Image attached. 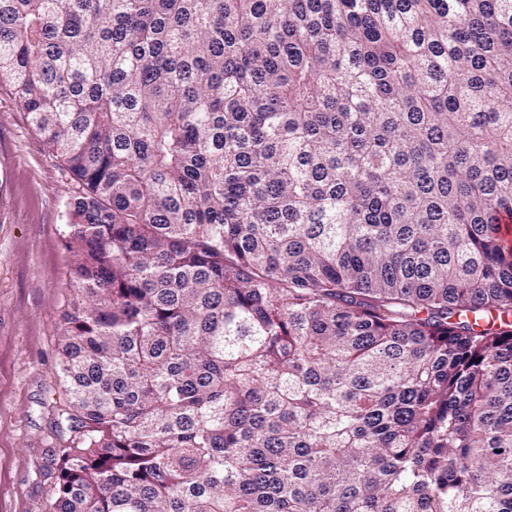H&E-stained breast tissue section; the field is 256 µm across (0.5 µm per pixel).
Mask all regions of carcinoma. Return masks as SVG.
Instances as JSON below:
<instances>
[{
  "label": "carcinoma",
  "mask_w": 512,
  "mask_h": 512,
  "mask_svg": "<svg viewBox=\"0 0 512 512\" xmlns=\"http://www.w3.org/2000/svg\"><path fill=\"white\" fill-rule=\"evenodd\" d=\"M74 183L50 512H512V0H0Z\"/></svg>",
  "instance_id": "1"
}]
</instances>
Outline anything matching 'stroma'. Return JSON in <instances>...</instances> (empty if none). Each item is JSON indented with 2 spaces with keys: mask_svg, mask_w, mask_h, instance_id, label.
<instances>
[{
  "mask_svg": "<svg viewBox=\"0 0 512 512\" xmlns=\"http://www.w3.org/2000/svg\"><path fill=\"white\" fill-rule=\"evenodd\" d=\"M73 183L0 84V512H46L54 496L56 375L63 313L73 298L66 246Z\"/></svg>",
  "mask_w": 512,
  "mask_h": 512,
  "instance_id": "stroma-1",
  "label": "stroma"
}]
</instances>
